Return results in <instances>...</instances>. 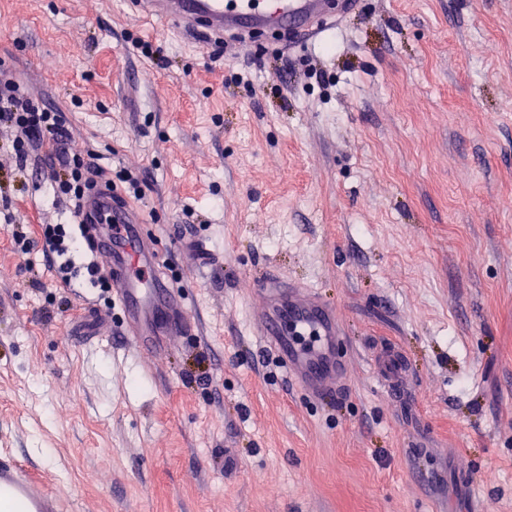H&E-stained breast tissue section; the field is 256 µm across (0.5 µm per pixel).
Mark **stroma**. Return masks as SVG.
<instances>
[{"instance_id":"stroma-1","label":"stroma","mask_w":512,"mask_h":512,"mask_svg":"<svg viewBox=\"0 0 512 512\" xmlns=\"http://www.w3.org/2000/svg\"><path fill=\"white\" fill-rule=\"evenodd\" d=\"M0 61L139 178L197 326L128 348L85 249L67 288L22 252L77 219L0 147V448L83 512H512V0H359L261 46L0 0ZM194 234L222 262L178 252ZM265 276L335 307L341 392L306 398L260 344ZM386 346L407 391L373 374Z\"/></svg>"}]
</instances>
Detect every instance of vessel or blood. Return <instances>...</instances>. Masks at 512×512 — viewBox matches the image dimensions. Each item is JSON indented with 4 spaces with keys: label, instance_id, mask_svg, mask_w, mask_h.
<instances>
[{
    "label": "vessel or blood",
    "instance_id": "obj_1",
    "mask_svg": "<svg viewBox=\"0 0 512 512\" xmlns=\"http://www.w3.org/2000/svg\"><path fill=\"white\" fill-rule=\"evenodd\" d=\"M140 11L182 30L205 29L210 36L242 38L254 32L288 30L317 37L327 0H136ZM81 220L96 225L94 253L105 260L114 286L115 305L129 344L159 351L170 337L191 331L188 302L159 273L160 256L145 224L110 189L83 205ZM263 306L255 319L262 344L284 361L295 385L310 398L339 390L347 366L337 348L340 320L317 290L265 278L258 282ZM378 375L387 385L402 375V361L392 351L379 358ZM68 499L44 486L14 459L0 456V512H67Z\"/></svg>",
    "mask_w": 512,
    "mask_h": 512
}]
</instances>
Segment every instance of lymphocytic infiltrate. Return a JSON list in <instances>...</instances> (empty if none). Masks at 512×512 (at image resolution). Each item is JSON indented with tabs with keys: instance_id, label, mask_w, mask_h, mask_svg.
<instances>
[{
	"instance_id": "1",
	"label": "lymphocytic infiltrate",
	"mask_w": 512,
	"mask_h": 512,
	"mask_svg": "<svg viewBox=\"0 0 512 512\" xmlns=\"http://www.w3.org/2000/svg\"><path fill=\"white\" fill-rule=\"evenodd\" d=\"M0 133L20 163L39 156L50 165L48 178L57 199L68 201L72 207H79L101 181L113 191L133 197L139 194L137 178L123 172L107 178L105 168L71 151L64 114L25 91L12 71L4 67H0Z\"/></svg>"
}]
</instances>
